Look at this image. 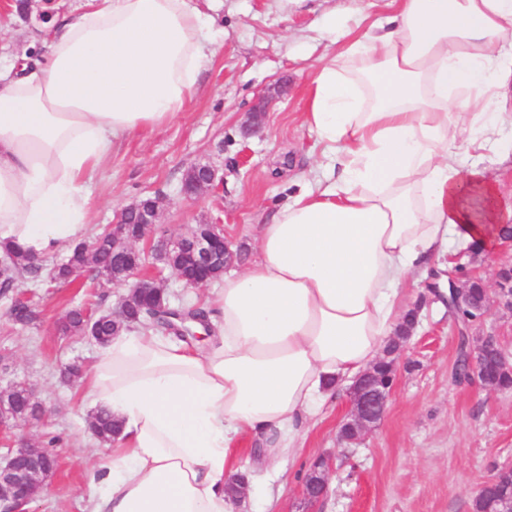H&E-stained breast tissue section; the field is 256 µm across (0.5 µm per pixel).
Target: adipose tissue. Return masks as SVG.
Wrapping results in <instances>:
<instances>
[{"instance_id": "1", "label": "adipose tissue", "mask_w": 512, "mask_h": 512, "mask_svg": "<svg viewBox=\"0 0 512 512\" xmlns=\"http://www.w3.org/2000/svg\"><path fill=\"white\" fill-rule=\"evenodd\" d=\"M322 65L304 122L334 162L259 228L257 256L206 303L193 348L122 330L90 374L120 425L86 472L89 512H233L232 444L295 457L308 420L378 359L402 287L447 247L490 252L512 200L469 151L512 129V0H398ZM194 0H88L43 49L0 65V249L41 260L84 238L86 181L114 137L171 121L209 63Z\"/></svg>"}]
</instances>
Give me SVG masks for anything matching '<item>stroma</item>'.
<instances>
[{"label":"stroma","mask_w":512,"mask_h":512,"mask_svg":"<svg viewBox=\"0 0 512 512\" xmlns=\"http://www.w3.org/2000/svg\"><path fill=\"white\" fill-rule=\"evenodd\" d=\"M15 0H0V57L9 58L40 40L43 22L21 20ZM207 17L214 56L198 78L197 91L169 123L116 137L87 192L89 230L109 224L117 211L145 197H160L157 232L188 234L194 225L223 224L225 236L255 257V238L264 223L303 187L301 174L323 161L326 145L303 123L310 84L319 67L344 49L361 18L394 14L392 0H196ZM287 80L259 134L243 136L246 113L278 80ZM216 165L223 183L191 202L180 194L182 179L198 163ZM464 266L494 287L500 267L512 265V245L493 253L451 249L439 269ZM123 286L94 287L91 273L72 284L33 287L16 276L0 294V389L15 382L33 385L45 408L42 417L0 431V456L19 439L54 443L56 473L30 503V512H81L90 495L84 469L107 453L88 429L95 407L86 379L66 383L61 366L79 359L91 368L97 347L59 331L67 312L116 307ZM34 296L38 320L27 327L9 316L18 295ZM408 308H419V324L398 358L396 382L386 411L359 446L338 438L350 405L340 390L308 423L300 453L278 466L257 468L254 453L241 447L236 466L253 474L235 512H473L482 484L512 460V390L485 388L479 380L457 382L460 335L493 337L512 354V314L493 309L483 320L462 326L447 308L427 300L425 284L406 283ZM326 458L328 494L310 506L302 488L306 472Z\"/></svg>","instance_id":"1"}]
</instances>
